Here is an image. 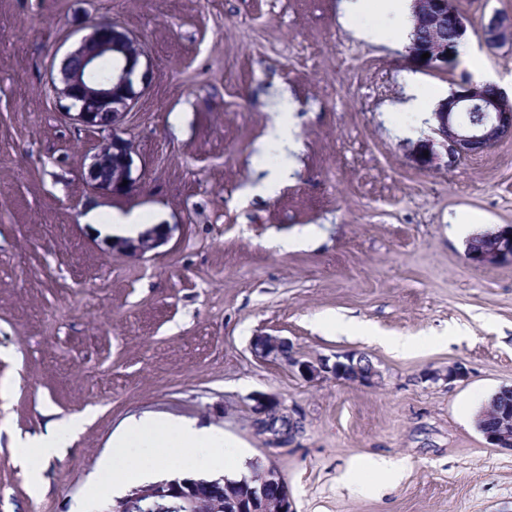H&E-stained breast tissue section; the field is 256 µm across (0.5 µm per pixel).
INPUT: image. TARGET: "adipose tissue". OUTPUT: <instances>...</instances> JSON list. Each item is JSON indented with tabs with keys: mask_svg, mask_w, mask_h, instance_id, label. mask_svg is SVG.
I'll return each mask as SVG.
<instances>
[{
	"mask_svg": "<svg viewBox=\"0 0 512 512\" xmlns=\"http://www.w3.org/2000/svg\"><path fill=\"white\" fill-rule=\"evenodd\" d=\"M345 14L353 34L365 41L400 42L408 38L411 30L407 0H346ZM85 422V415L77 414L47 427L45 432L14 438L16 460L33 488L42 484L44 464L65 454ZM168 443L187 449L203 477L221 473L236 478L247 456L246 449L218 431L142 419L130 423L113 440L112 456L102 466L105 476L112 481L113 492L149 479Z\"/></svg>",
	"mask_w": 512,
	"mask_h": 512,
	"instance_id": "obj_1",
	"label": "adipose tissue"
}]
</instances>
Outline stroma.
<instances>
[{
  "label": "stroma",
  "instance_id": "1",
  "mask_svg": "<svg viewBox=\"0 0 512 512\" xmlns=\"http://www.w3.org/2000/svg\"><path fill=\"white\" fill-rule=\"evenodd\" d=\"M344 0H0V512H74L132 420L214 429L275 470L295 512H512V451L479 410L512 387V264L477 266L455 227L512 225V142L464 160L405 109L410 83L435 101L470 77L405 44L356 39ZM467 47L512 92V48L484 50L481 19L512 0H455ZM137 37L150 74L125 133L137 182L98 192L85 159L103 132L76 125L54 91L59 58L92 24ZM288 101L301 144L287 181L258 191L254 158ZM137 212L172 229L144 258L108 254L86 212ZM313 233L288 251L280 239ZM354 321L339 330L337 317ZM382 342L363 339L364 330ZM297 357H368L377 386L304 381L261 362L253 337ZM413 336L399 354L388 338ZM463 379L431 380L451 364ZM262 392L299 409V442L268 452L250 423ZM92 417L34 491L12 437ZM404 463L378 482L369 462Z\"/></svg>",
  "mask_w": 512,
  "mask_h": 512
}]
</instances>
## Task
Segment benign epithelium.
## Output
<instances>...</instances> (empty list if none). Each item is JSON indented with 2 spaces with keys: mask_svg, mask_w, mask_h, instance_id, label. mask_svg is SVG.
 <instances>
[{
  "mask_svg": "<svg viewBox=\"0 0 512 512\" xmlns=\"http://www.w3.org/2000/svg\"><path fill=\"white\" fill-rule=\"evenodd\" d=\"M413 11L431 32L430 44L420 51L410 52L419 59L430 54L427 62L437 67L448 65V50L459 47L467 34V20L457 9L455 0H412ZM452 21L454 35L446 40L439 31L443 20ZM481 44L488 49L512 48V16L492 14L481 25ZM135 38L116 25L96 26L82 38L80 45L68 52L58 69V97L67 101L66 116L76 124L107 133L104 143L112 144L117 162L110 165L102 160L100 151L89 156L86 166L87 182L97 191L118 195L127 192L135 183V141L124 136L122 126L139 95L137 85H145L149 68L144 49L134 54L130 49ZM472 103L482 107L487 119L479 124L467 123L461 112ZM433 133L438 143L456 159H467L488 152L497 145L512 140V96L503 90L487 92V83L465 79L457 83L450 95L433 112ZM170 238L167 225L155 224L135 238L104 239L105 250L112 255L143 257L165 245ZM491 245L477 255L466 253L477 266L512 264V229L498 230ZM292 345L282 336L264 334L253 338V355L262 360L288 362L308 383L333 378L343 383L375 386L381 375L372 361L362 354H338L334 358L320 357L300 360L291 354ZM465 368L460 364L448 366L431 375L434 380L455 381L463 378ZM251 424L261 433L265 445L281 448L295 442L304 432V416L296 408L265 393L250 397ZM486 438L498 448L512 450V417L503 416L494 432ZM212 500L215 512H241L242 501L232 488L220 482L195 477L175 478L145 484L131 489L116 502V512H133L141 503L151 501L179 503L180 512H193L194 497ZM250 512H293L288 490L280 476L266 471L263 481L250 490Z\"/></svg>",
  "mask_w": 512,
  "mask_h": 512,
  "instance_id": "obj_1",
  "label": "benign epithelium"
}]
</instances>
